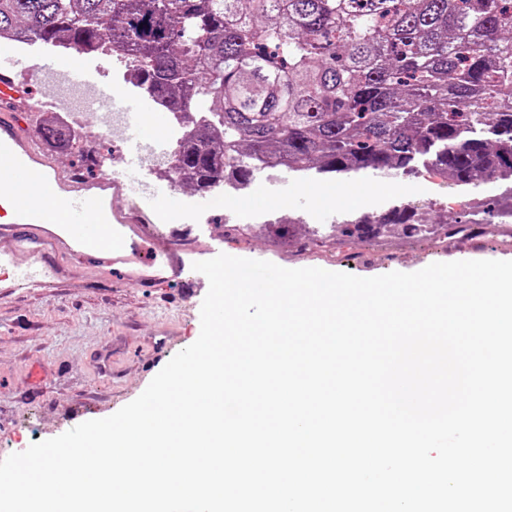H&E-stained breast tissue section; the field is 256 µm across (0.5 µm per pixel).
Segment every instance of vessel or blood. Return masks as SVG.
<instances>
[{
    "label": "vessel or blood",
    "mask_w": 512,
    "mask_h": 512,
    "mask_svg": "<svg viewBox=\"0 0 512 512\" xmlns=\"http://www.w3.org/2000/svg\"><path fill=\"white\" fill-rule=\"evenodd\" d=\"M16 56H0V268L15 282L41 284L45 247L63 255H105L112 260L114 282H156L179 277L185 265L165 239L141 243L142 227L160 213L189 224L193 217L182 206L172 183L140 185L146 146L164 147L167 118L129 97L117 85L101 80L97 71L70 57L54 62L56 73L85 89L84 112L108 118L120 113L129 129L123 140L124 167L113 175L88 180L56 167L43 150L37 132L17 117L24 97L15 84ZM124 196L132 205L114 206Z\"/></svg>",
    "instance_id": "vessel-or-blood-1"
}]
</instances>
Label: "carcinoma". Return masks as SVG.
<instances>
[{
    "instance_id": "cac0c4a2",
    "label": "carcinoma",
    "mask_w": 512,
    "mask_h": 512,
    "mask_svg": "<svg viewBox=\"0 0 512 512\" xmlns=\"http://www.w3.org/2000/svg\"><path fill=\"white\" fill-rule=\"evenodd\" d=\"M1 38L107 49L170 110L214 114L174 154L198 192L261 168L336 183L425 169L497 190L462 224L399 203L311 230L315 246L512 220V0H0ZM40 130L70 142L50 117Z\"/></svg>"
}]
</instances>
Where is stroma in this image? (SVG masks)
<instances>
[{"label": "stroma", "mask_w": 512, "mask_h": 512, "mask_svg": "<svg viewBox=\"0 0 512 512\" xmlns=\"http://www.w3.org/2000/svg\"><path fill=\"white\" fill-rule=\"evenodd\" d=\"M1 52L23 59L13 79L34 106L23 113L24 121L40 124L62 95L70 99L72 111H80V90L57 86L44 74V65L59 59V52L38 43H1ZM80 136L85 151L54 154L58 167L78 168L96 178L122 168L120 135L102 138L84 130ZM282 177L277 170L256 171L247 201L199 211L196 223L158 218L144 225L146 237L165 238L182 249L187 267L181 278L156 286L117 284L110 275L89 274L77 257L49 251L45 261L62 267L53 287L0 288V460L114 414L160 371L154 360L157 347H165L171 358L197 340L209 284L192 265L211 239H223L231 256L358 277L416 272L436 262L512 260V224L482 225L477 241L464 238L452 247L436 237L304 246L308 227L326 229L343 217L399 202L416 203L428 223L455 224L475 193L423 172L410 178L352 177L343 184L350 194L344 205L328 199L327 184L301 180L295 183L297 197L289 198L287 206L255 201L258 187L275 189ZM35 363L42 369L37 383L29 379Z\"/></svg>", "instance_id": "obj_1"}]
</instances>
